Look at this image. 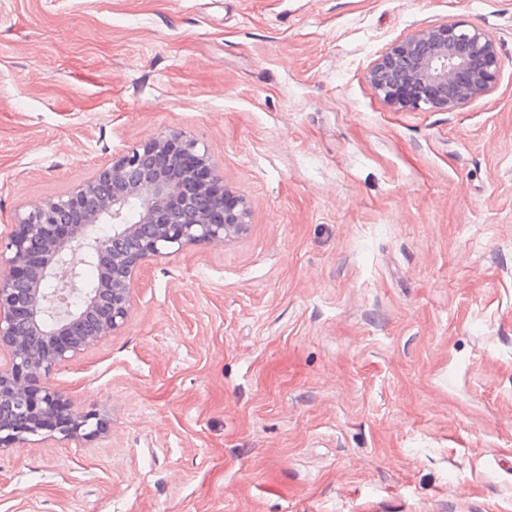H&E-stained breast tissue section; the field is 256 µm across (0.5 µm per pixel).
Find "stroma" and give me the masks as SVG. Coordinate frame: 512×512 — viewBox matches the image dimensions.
Segmentation results:
<instances>
[{
	"mask_svg": "<svg viewBox=\"0 0 512 512\" xmlns=\"http://www.w3.org/2000/svg\"><path fill=\"white\" fill-rule=\"evenodd\" d=\"M493 89L395 108L416 30ZM182 133L247 234L144 268L46 383L108 433L0 454V512H512V0H0V236ZM448 24L420 29L395 44L372 66L368 78L394 107L454 111L488 94L496 83L501 58L496 38L489 32ZM406 82L414 92L395 94Z\"/></svg>",
	"mask_w": 512,
	"mask_h": 512,
	"instance_id": "obj_1",
	"label": "stroma"
}]
</instances>
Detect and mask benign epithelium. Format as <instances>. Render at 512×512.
Wrapping results in <instances>:
<instances>
[{"mask_svg": "<svg viewBox=\"0 0 512 512\" xmlns=\"http://www.w3.org/2000/svg\"><path fill=\"white\" fill-rule=\"evenodd\" d=\"M500 69L491 33L448 24L395 44L368 78L394 107L449 112L488 94ZM97 224L112 232L94 236ZM248 227L246 206L226 192L208 151L179 134L151 138L71 192L17 213L0 238V350L9 354L0 365V453L104 434L105 418L73 409L42 380L124 327L147 262L189 246L222 247ZM77 253L95 264L92 288L79 279Z\"/></svg>", "mask_w": 512, "mask_h": 512, "instance_id": "7a95c632", "label": "benign epithelium"}]
</instances>
